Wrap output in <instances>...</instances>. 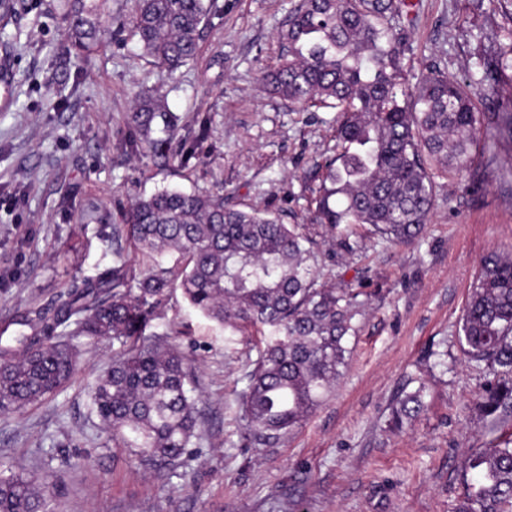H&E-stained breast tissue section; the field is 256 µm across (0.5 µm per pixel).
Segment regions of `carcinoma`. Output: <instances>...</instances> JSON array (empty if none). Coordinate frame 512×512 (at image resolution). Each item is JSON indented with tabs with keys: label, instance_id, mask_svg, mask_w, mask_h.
Returning <instances> with one entry per match:
<instances>
[{
	"label": "carcinoma",
	"instance_id": "cac0c4a2",
	"mask_svg": "<svg viewBox=\"0 0 512 512\" xmlns=\"http://www.w3.org/2000/svg\"><path fill=\"white\" fill-rule=\"evenodd\" d=\"M413 0H300L276 65L262 74L272 92L303 111L336 110V155L324 166L313 218L347 250L368 238L407 244L423 233L437 178L461 174L482 136L512 142V113L479 112L478 91L512 70V27L491 59L458 80L425 63L397 96L404 19ZM65 51L77 59L101 42L98 0H63ZM211 6L206 0H136L131 21L143 53L172 73L197 55ZM130 151L162 150L179 127L157 90L140 94L126 119ZM130 245L146 255L174 253L180 280L159 263L124 262L73 281L55 304L29 309L0 329V414H16L66 384L80 347L119 344L88 396L112 437L149 466L172 464L201 438L195 381L183 353L147 333L171 290L220 326L268 332L240 402L241 437L277 444L335 389L355 335L360 293L318 284L316 242L278 214L224 205V197L163 188L137 199L125 218ZM464 356L493 375L482 414L512 417V257L481 261L459 319ZM424 408L423 387L401 392L397 426ZM456 512H512V435L474 451ZM53 493L35 492L17 474H0V512H51Z\"/></svg>",
	"mask_w": 512,
	"mask_h": 512
}]
</instances>
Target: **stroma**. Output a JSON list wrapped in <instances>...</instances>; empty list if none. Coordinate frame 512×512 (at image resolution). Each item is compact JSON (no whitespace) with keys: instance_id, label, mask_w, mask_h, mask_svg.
<instances>
[{"instance_id":"stroma-1","label":"stroma","mask_w":512,"mask_h":512,"mask_svg":"<svg viewBox=\"0 0 512 512\" xmlns=\"http://www.w3.org/2000/svg\"><path fill=\"white\" fill-rule=\"evenodd\" d=\"M298 2L211 0L196 58L169 75L130 33L134 0H104V44L78 65L61 53V0H15L0 30V46L12 47L10 105L0 108V325L56 302L74 278L151 265L130 248L123 216L163 187L309 223L321 167L336 151V115L299 111L260 82ZM510 25L492 0H419L405 69L414 75L432 60L465 77ZM156 87L181 118L163 158L120 146L135 93ZM315 238L321 283L371 299L334 392L278 444L251 447L240 436L255 337L218 326L176 289L153 330L195 368L199 447L160 468L113 447L88 399L112 361L106 341L82 349L72 380L47 400L0 415V473L54 489V512H455L467 456L512 432V421L477 413L490 374L456 342L480 259L512 253V143L487 145L468 171L440 179L414 244L351 252L324 231ZM412 381L424 383L427 407L392 428V405Z\"/></svg>"}]
</instances>
